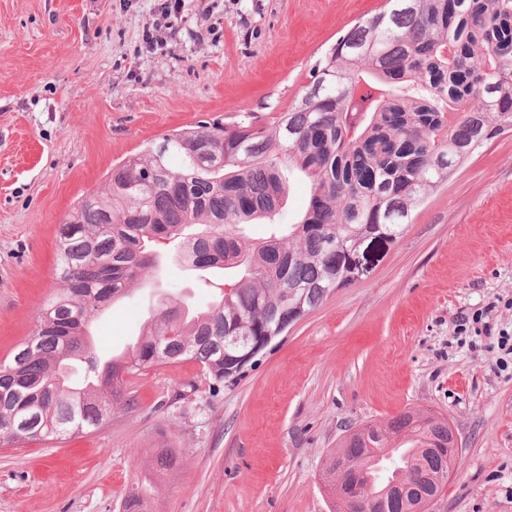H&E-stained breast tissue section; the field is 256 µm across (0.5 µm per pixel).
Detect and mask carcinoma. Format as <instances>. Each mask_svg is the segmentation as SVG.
<instances>
[{"instance_id":"obj_1","label":"carcinoma","mask_w":512,"mask_h":512,"mask_svg":"<svg viewBox=\"0 0 512 512\" xmlns=\"http://www.w3.org/2000/svg\"><path fill=\"white\" fill-rule=\"evenodd\" d=\"M512 130V0H385L344 29L288 111L200 122L112 168L57 234L61 282L31 334L0 361V444L62 440L103 426L128 402L127 377L185 361L213 391L244 371L246 351L279 336L347 286L368 238L395 240L428 193ZM302 174L301 219L278 224L289 175ZM263 221L253 242L244 226ZM192 271L224 272L205 309L165 300L129 356L101 362L98 312L144 283L162 248ZM448 419L409 408L344 435L326 468L338 512H415L448 480ZM349 463L336 480V456ZM138 484L123 512H146Z\"/></svg>"}]
</instances>
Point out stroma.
<instances>
[{
    "label": "stroma",
    "instance_id": "obj_1",
    "mask_svg": "<svg viewBox=\"0 0 512 512\" xmlns=\"http://www.w3.org/2000/svg\"><path fill=\"white\" fill-rule=\"evenodd\" d=\"M0 0V360L59 282L56 230L112 167L197 122L271 121L341 29L384 0ZM154 24L157 45L142 42ZM95 322L126 352L163 299L212 300L175 246ZM512 131L434 190L399 239L219 395L199 364L127 380L100 429L0 445V512H334L323 468L345 431L408 408L448 418L461 468L429 512H512ZM175 457L156 471L159 453Z\"/></svg>",
    "mask_w": 512,
    "mask_h": 512
}]
</instances>
